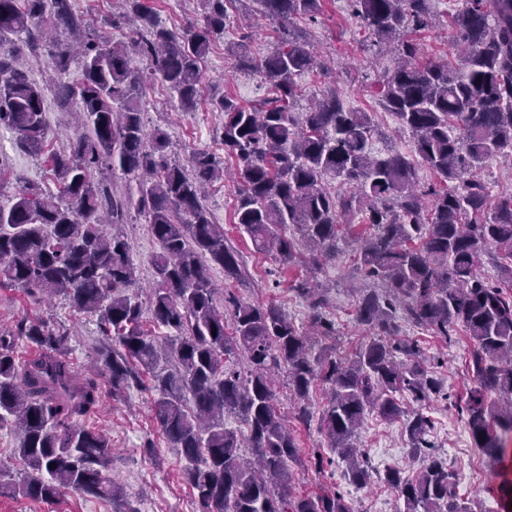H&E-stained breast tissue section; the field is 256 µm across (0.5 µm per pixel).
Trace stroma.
I'll use <instances>...</instances> for the list:
<instances>
[{
	"mask_svg": "<svg viewBox=\"0 0 512 512\" xmlns=\"http://www.w3.org/2000/svg\"><path fill=\"white\" fill-rule=\"evenodd\" d=\"M306 30L317 66L313 72L298 77L301 95L296 108H305L326 88L337 87L345 93L352 108L372 113L380 131L374 140L375 150H384L386 141L390 140L400 150L411 151V133L403 130L392 114L384 112L373 96L380 68L390 65L392 59L379 54L372 46L367 33L352 16L348 0H326L321 15L307 24ZM240 33L233 24L228 26L223 38L216 40L204 61L203 91L207 94L224 91L255 103L265 98V83L257 74L237 70L227 50L228 43L237 40ZM26 69L30 79L46 89L44 107L49 149L67 148L76 133L74 114L78 107L73 104L68 111H60L53 90L46 87L49 76L55 72L52 50L44 48L27 55ZM143 109L148 127L158 126L167 133L169 151L180 163H187L190 154L198 150L223 158L224 146L218 133L220 117L208 101H201L196 111H183L177 93L155 82L145 89ZM19 175L47 192L58 191L43 159L27 154L18 146L15 135L2 128L0 205L8 204L16 193L15 178ZM236 191V182L228 178L215 183L205 199L213 223L223 225L227 243L241 252L246 263L243 279L229 284L225 283L221 268H212L214 283L222 286L224 293L244 302H278L299 323L305 322L307 308L291 292V283L306 278L322 284L328 289L326 312L336 324L337 355L349 354L367 342L370 332L356 320L358 295L352 287L357 279L356 242L350 238L339 240L335 258L318 270L301 264L281 266L272 256L255 252L248 235L232 223ZM124 230L131 241L140 290L138 299L144 303L149 288L155 284L153 257L158 246L145 217L138 212H130ZM25 317L45 321L68 333L67 356L76 376L97 382L100 406L95 414L82 418L81 423L101 429L110 437L111 472L140 512H198L193 492L182 475L185 461L179 450L170 447L158 431L153 415L156 391L150 387L134 388L125 398H113L107 371L98 359L104 338L99 333L96 317L78 312L60 296L47 301L31 298L19 288H0V329H11ZM401 330L418 340L427 361L439 356L444 359L438 373L448 397L431 406L429 414L434 428L430 441L447 459L449 469L456 473L458 492L468 500L472 512H500L494 490L500 482L502 466L473 446L454 407L457 397L472 384L466 365V336L458 335L448 341L408 323L402 324ZM293 429L301 448L298 461L290 465L296 493L305 495L317 492L323 485H336L345 492L355 512H398L402 508V501L387 486L375 482L358 489L349 484L343 462L316 470L310 457L313 449L325 447L324 438L313 426L297 422ZM148 441L153 444L149 450L144 447ZM355 445L380 469L397 465L412 473L421 466L420 461L406 454L401 423L390 424L373 414L365 418ZM0 512H113V507L109 501L87 499L68 490L52 502L0 497Z\"/></svg>",
	"mask_w": 512,
	"mask_h": 512,
	"instance_id": "obj_1",
	"label": "stroma"
}]
</instances>
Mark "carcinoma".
Here are the masks:
<instances>
[{"mask_svg":"<svg viewBox=\"0 0 512 512\" xmlns=\"http://www.w3.org/2000/svg\"><path fill=\"white\" fill-rule=\"evenodd\" d=\"M124 40L87 34L56 45L63 74L71 49L80 50L83 82H56L61 102L79 100L78 131L69 149L49 156L59 194L19 183L9 206H0V288L37 295L62 293L76 309L97 316L112 396L124 397L152 374L159 397L154 414L167 443L188 461L184 478L199 512H354L344 492L292 491L289 462L300 448L277 404L276 378L285 375L306 425L316 384L327 389L318 432L328 450L347 464L350 484L373 481L403 499L404 512H468L448 462L431 452L433 421L405 411L403 397L420 407L444 394V382L422 362L417 343L398 338L399 321L446 338L458 326L469 336L467 367L475 386L456 408L475 447L505 461L512 437V290L478 275L485 256L512 278V190L491 196L482 165L494 157L512 166V0H464L448 14L463 61L419 62L414 34L434 24L431 0H349L351 13L374 43L393 45L394 62L379 75L381 105L411 132V153H374L369 113L351 110L336 89L297 112L301 91L294 77L316 67L307 41L290 30L297 17L321 12L324 0H255L278 25L279 43L251 56L242 42L236 67L255 72L273 96L256 109L234 95L211 99L222 116L228 172L206 151L189 166L171 160L166 133L149 131L141 98L145 75L177 92L186 112L201 98L203 60L240 0H195L203 23L180 30L161 25L145 0H121ZM83 22L70 0H0V128L34 156L46 139L43 90L19 63L20 36L34 49L58 29L78 33ZM424 164L439 187L423 190L416 166ZM138 179L137 209L159 250L150 289L153 323L172 331L153 336L143 328L131 244L107 227L126 223L128 203L110 190L116 173ZM231 174L238 183L234 223L257 252L288 266L302 255L316 266L336 257L340 232H359L356 269L373 288L360 299L358 321L373 337L342 360L313 336L334 335L326 295L306 281L289 287L308 307L309 330L280 306L219 304L210 270L239 281L243 257L224 239L203 204L210 184ZM353 190L336 194L328 180ZM290 225L293 233L282 228ZM43 354L16 363L18 341ZM68 335L40 320H19L0 331V430H18L19 481L0 479V497L54 500L65 489L110 500L114 512H140L110 473L112 447L101 431L76 421L96 412L99 388L79 380L63 358ZM242 359V368L233 359ZM237 413L245 430L231 429ZM403 420L408 454L422 457L414 475L399 467L374 468L351 443L365 416ZM251 449L246 458L241 449ZM500 506H512V479L503 469L496 487Z\"/></svg>","mask_w":512,"mask_h":512,"instance_id":"obj_1","label":"carcinoma"}]
</instances>
